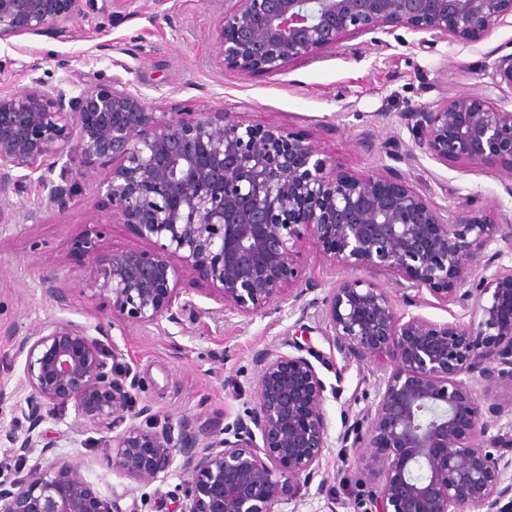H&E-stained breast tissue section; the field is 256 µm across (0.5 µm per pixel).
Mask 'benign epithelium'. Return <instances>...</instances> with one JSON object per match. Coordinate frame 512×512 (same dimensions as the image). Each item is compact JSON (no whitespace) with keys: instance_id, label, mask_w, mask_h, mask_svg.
I'll return each instance as SVG.
<instances>
[{"instance_id":"benign-epithelium-1","label":"benign epithelium","mask_w":512,"mask_h":512,"mask_svg":"<svg viewBox=\"0 0 512 512\" xmlns=\"http://www.w3.org/2000/svg\"><path fill=\"white\" fill-rule=\"evenodd\" d=\"M214 33L215 63L243 76L280 73L295 61L333 50L351 34L400 28L459 41L484 39L512 16V0H224ZM99 11L95 0H0V40L50 33ZM495 85L512 88V54L498 60ZM418 144L433 158L512 173V111L482 95L459 96L423 113ZM68 162L59 164L62 157ZM109 168L104 183L112 216L160 241L159 250L104 251L81 235L94 286L112 314L145 325L177 319L180 279L199 278L211 296L240 316L262 311L302 278L294 260L312 238L346 275L324 301L332 346L349 358L384 359L378 397L345 420L341 447L361 449L350 481L366 512H512V432L491 439L493 455L472 439L487 418L512 414V399L483 406L478 389L512 381V225L477 210L442 209L391 169L359 175L337 170L290 132L246 124L224 111L155 112L118 77L76 96L35 78L0 95V185L11 169L38 174L46 205L63 209L75 195L70 163ZM488 276L471 279L472 262ZM398 271L411 289L453 299L467 323L397 313L388 289L361 272ZM73 322L44 325L25 337L19 410L28 433L8 435L15 452L40 459L54 442L39 431L57 408L114 432L104 441L112 465L146 484L166 478L176 455L187 475L180 512H278L284 491L309 488L331 448L327 391L298 341L292 351L256 355L257 401L224 432L189 419L154 430L143 404L122 427L140 377L112 374L121 353L107 350ZM122 431H117V428ZM0 512H122L69 464L35 463L0 480Z\"/></svg>"}]
</instances>
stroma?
Returning <instances> with one entry per match:
<instances>
[{
	"label": "stroma",
	"mask_w": 512,
	"mask_h": 512,
	"mask_svg": "<svg viewBox=\"0 0 512 512\" xmlns=\"http://www.w3.org/2000/svg\"><path fill=\"white\" fill-rule=\"evenodd\" d=\"M134 13L103 10L73 24L67 38L24 34L0 41V94H15L39 78L78 95L92 82L118 76L160 112L224 108L247 124L274 126L318 148L330 165L358 174L393 168L404 184L445 208L458 203L492 221L512 218V175L478 166L433 159L416 144L411 128L420 112L460 95H485L499 109L512 110V89L493 85L499 58L512 53V18L484 39L462 43L403 29L385 43L373 34H354L336 49L301 59L277 74L245 77L213 65L212 32L217 14L206 0H136ZM111 43L101 53L100 43ZM69 66L59 69L57 57ZM107 169L77 166V192L66 209L41 204V189L13 169L0 189V384L14 396L0 403V480L25 475L7 432L24 434L18 406L26 392L20 382L25 359L17 342L40 326L74 321L108 331L142 387L137 403H151L158 424L189 418L214 431L231 426L255 402V356L270 347L286 348L302 337L324 359L318 372L326 387H337L324 404L330 438L345 418L364 411L376 397L381 359L345 357L324 336L322 310L291 306L280 293L264 310L244 318L224 310L199 280L184 277V299L197 309L181 321L140 324L113 316L93 286L94 268L79 244L80 234L96 229L107 250L154 252L156 240L112 215L102 187ZM299 257L312 290L324 298L341 276L316 244L303 240ZM54 279L67 288L57 302L43 288ZM42 429L56 443L53 461L79 465L99 495L120 500L123 512H179L186 475L175 460L164 480L136 484L121 476L103 443L107 429L78 419L73 407L57 409ZM356 451L330 448L321 462V486L299 498L284 497L280 512H355L357 491L344 472Z\"/></svg>",
	"instance_id": "35a3bbf8"
}]
</instances>
